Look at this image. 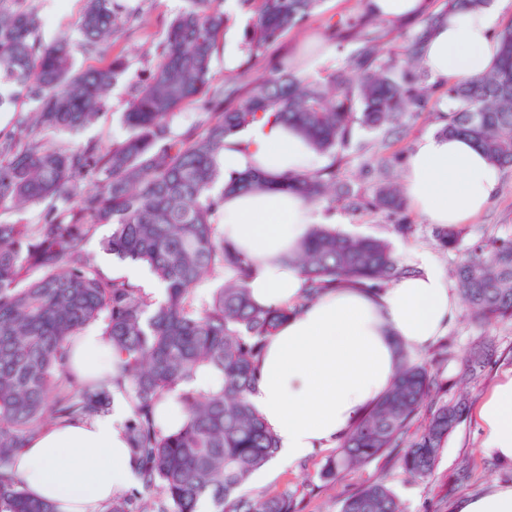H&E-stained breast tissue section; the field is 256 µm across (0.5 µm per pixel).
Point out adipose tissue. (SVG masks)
Returning <instances> with one entry per match:
<instances>
[{
  "label": "adipose tissue",
  "instance_id": "obj_1",
  "mask_svg": "<svg viewBox=\"0 0 512 512\" xmlns=\"http://www.w3.org/2000/svg\"><path fill=\"white\" fill-rule=\"evenodd\" d=\"M509 13L512 0L449 13L424 45V63L434 79H470L492 69L499 54L495 31ZM309 157L306 142L284 125L260 122L225 148L224 168L252 167L274 178L302 170ZM500 180V168L470 140L427 135L407 154L403 191L426 223L460 226L488 208ZM313 220V208L288 191L225 196L224 238L253 262L247 286L255 302L277 308L299 300L305 280L280 258L297 247ZM458 310L445 275L425 260L389 288L344 282L289 317L266 344L250 396L277 437L279 457L292 462L337 447L391 387L398 345L426 351ZM99 333L87 327L74 351L78 376L112 365V352L102 346ZM124 417L118 407L88 422L47 429L18 455V477L61 512H97L113 492L136 483L119 429ZM475 418L482 454L512 463V370L481 399ZM453 512H512V483L462 494Z\"/></svg>",
  "mask_w": 512,
  "mask_h": 512
}]
</instances>
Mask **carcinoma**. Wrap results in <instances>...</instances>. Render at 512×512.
I'll return each mask as SVG.
<instances>
[{"label":"carcinoma","mask_w":512,"mask_h":512,"mask_svg":"<svg viewBox=\"0 0 512 512\" xmlns=\"http://www.w3.org/2000/svg\"><path fill=\"white\" fill-rule=\"evenodd\" d=\"M182 2L147 82L123 113L126 136L109 146H61L53 135L76 134L107 108L126 68L112 58V39L138 15L123 0H86L76 23L79 45L100 62L78 70L69 34L41 38L38 0H0V110L21 97L31 105L0 136V210L43 207L38 224L0 223V512H59L24 489L15 456L52 423L101 415L116 402L127 411L122 429L138 482L102 512H297L291 492H244L278 450L249 401L258 361L266 340L299 306L256 304L247 288L251 262L224 242V195L270 187L259 171L224 173L229 140L273 120L313 151L334 154L357 127L394 134L404 120L435 113L446 99L437 134L465 136L491 163L512 168V19L498 29L499 61L483 75L442 84L423 67L424 43L437 24L489 0H446L402 58L388 49L398 22L341 19L333 33L346 32L352 49L344 65L318 77L255 74L253 67L323 0H236L251 15L246 61L220 84L212 67L230 15L223 0ZM187 104L199 108L201 121L176 130L174 116ZM278 185L311 204L334 209L339 199L353 213L370 209L392 220L402 238L414 232L402 188L389 181L369 201L338 185L332 169L288 173ZM101 225L112 227L102 249L145 265L161 299L99 269L87 244ZM434 241L444 253L457 250L461 232L438 225ZM283 260L305 277V303L336 281L385 288L414 272L390 241L324 224L313 225ZM453 287L473 324L512 321V239L489 237L468 248ZM93 324L116 361L112 377L79 384L66 365L67 340ZM491 357L490 344L477 341L458 383L476 380ZM434 358L436 368L399 350L391 389L326 459L321 480L333 482L344 469L401 447L407 476L431 475L469 407L464 394L444 399L439 365L448 362V346ZM171 394L185 413L177 428L161 417ZM422 411V425L410 432ZM340 512L407 510L391 486L376 480L344 498Z\"/></svg>","instance_id":"carcinoma-1"}]
</instances>
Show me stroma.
<instances>
[{
    "instance_id": "1",
    "label": "stroma",
    "mask_w": 512,
    "mask_h": 512,
    "mask_svg": "<svg viewBox=\"0 0 512 512\" xmlns=\"http://www.w3.org/2000/svg\"><path fill=\"white\" fill-rule=\"evenodd\" d=\"M140 5L142 21L134 25L112 46V54L128 64V69L110 94V107L92 126L80 135L81 140H97L105 144L122 140L126 129L121 122L131 98L134 86L144 79L151 65L152 53L162 41L168 22L177 13L182 0H131ZM84 8V0H39L41 33L51 40L72 32L74 24ZM363 7L357 0H324L319 12L299 31L281 37L267 51L258 65L259 70L269 71L276 65L308 58V75L316 76L328 69L342 65L350 50L348 43L334 40L330 28L339 19L361 13ZM249 17L235 13L234 19L221 39V48L215 58L213 75L215 81H223L230 67L240 66L243 30ZM381 137L363 130L356 131L353 145L341 151L339 156L317 155L315 168L336 166L339 179L366 195H373L380 180L378 172L366 166L369 147L378 145ZM318 222L333 221L336 229L353 235L387 238L393 241L401 261L418 267L420 258H427L443 269H450L461 258L460 253H442L435 245L432 225L420 217H413L415 230L412 236L401 239L395 236L392 223L387 218L365 210L351 213L344 209L327 210L317 206ZM463 243L471 245L484 236L512 237V170L501 172V184L496 198L486 212L476 221L463 225ZM111 233L110 226L99 227L89 241L88 249L94 255L100 270L109 276L130 273L132 281L147 293H155L157 285L147 268L138 264L122 262L103 251L101 242ZM485 338L492 344L494 356L480 381L468 389L470 404L478 402L487 394L497 377L512 369V321L496 323L482 328L474 326L465 313H458L450 324L446 339L450 356L441 366L442 376L448 382V398L459 393L457 380L464 368L466 354L474 341ZM480 434L473 418H466L450 438L432 476L423 481L406 478L396 460L381 457L361 467L345 470L332 483H324L318 477L329 449H321L309 457L293 464L271 462L257 474L247 491L257 494L268 490L295 492L299 500V512H339L345 497L376 479L386 478L405 501L409 512H452L458 497L452 491L455 475L461 469L472 472L469 492L477 493L493 482H512V465H502L489 459L479 451Z\"/></svg>"
}]
</instances>
